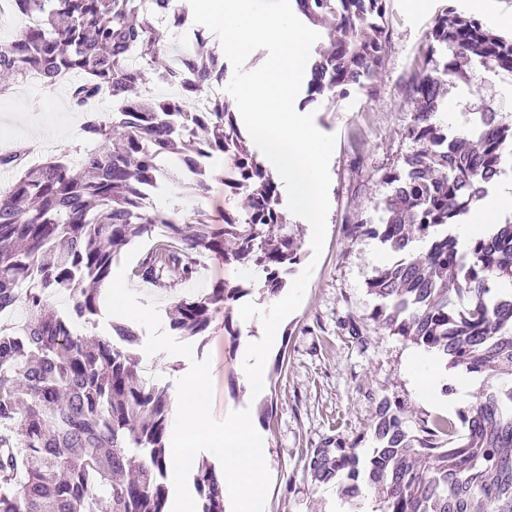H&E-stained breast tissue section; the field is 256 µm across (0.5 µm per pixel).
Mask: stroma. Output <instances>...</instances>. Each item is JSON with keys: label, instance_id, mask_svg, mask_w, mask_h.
<instances>
[{"label": "stroma", "instance_id": "35a3bbf8", "mask_svg": "<svg viewBox=\"0 0 512 512\" xmlns=\"http://www.w3.org/2000/svg\"><path fill=\"white\" fill-rule=\"evenodd\" d=\"M475 15L496 34L512 38V0H485L482 11H472L469 0H427L419 13L410 12L408 0H389L386 22L390 43L376 82L374 96L351 92L328 107L326 100L309 103L316 128L336 138L330 159V209L321 255H314L309 228L302 218L290 216V227L300 238V263L313 272L300 307L282 323L279 343L266 366L268 386L258 397L248 398L239 372L243 339L224 330L216 316L204 335L189 338L192 358L163 352L146 355L143 344L132 351L152 379L176 396L177 380L191 359H210L214 394L211 412L224 418L243 403H251L254 421L265 437L271 483L265 512H333L339 498L337 486L313 482L307 471V453L326 438L340 434L357 441L360 455L372 447L368 426L381 398L399 402L409 429L421 419L439 414L438 406L424 402L406 366L415 344L389 334L371 318L377 304L368 282L390 259L386 248L367 235L352 237L350 228L377 220L379 203L388 187L380 176L396 167L403 156L416 150L407 137L413 120L410 85L424 60L425 35L446 8ZM33 90L0 97V146L26 143L29 128L43 135L46 154L58 150L55 134L75 117L68 102H51L37 108ZM155 209L186 211L203 207L213 224L224 215V185L209 181L202 193L169 183L152 201ZM240 285V303L269 304L264 275L255 267L225 264L216 255L204 256L194 277L165 291L145 287L137 278L127 283L140 303L157 302L166 312L177 296L210 291L218 282Z\"/></svg>", "mask_w": 512, "mask_h": 512}]
</instances>
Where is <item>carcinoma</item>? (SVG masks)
<instances>
[{
	"instance_id": "cac0c4a2",
	"label": "carcinoma",
	"mask_w": 512,
	"mask_h": 512,
	"mask_svg": "<svg viewBox=\"0 0 512 512\" xmlns=\"http://www.w3.org/2000/svg\"><path fill=\"white\" fill-rule=\"evenodd\" d=\"M3 0V8L37 18L0 41V74L19 85L28 71L44 85L55 73L79 76L68 91L79 111L98 84L112 87V117L83 118L88 141L101 143L79 158L63 149L33 165L27 150L0 154V168L20 177L0 193V512H168L167 388L139 374L129 347L138 333L118 322L89 340L80 327L96 322L103 288L121 250L157 238L133 276L167 289L196 272L209 252L224 264L254 265L271 295L285 285L300 249L281 207L273 175L251 151L224 97L206 112L190 99L224 79V60L209 37L189 27L188 0ZM321 26L307 80L308 96L336 99L356 90L372 96L388 46L387 0H291ZM190 35L181 51V96L143 101L145 71L167 55L157 27ZM424 61L410 87L408 138L420 145L381 176L390 187L380 222L355 232L379 240L397 260L377 271L368 290L378 300L371 318L447 365L485 375L476 401L458 420L435 416L409 430L401 406L384 397L370 425L372 453L357 441L330 437L308 459L312 480L338 481L350 500L360 485L375 490L379 512H512V388L495 373L512 369V221L458 248L448 225L487 193L512 155V122L490 107L472 113L450 134L436 120L447 82L467 78L462 63L486 73L512 72V39L450 7L427 33ZM177 154V167L164 164ZM227 161L215 168L209 161ZM195 173L189 188L224 183V225L198 210L186 217L157 211L147 198L168 181ZM416 228L430 241L412 246ZM242 288L229 281L200 297L176 298L170 328L199 336L213 314L228 310ZM67 297L65 313L47 306ZM201 512H224L215 466L192 474Z\"/></svg>"
}]
</instances>
